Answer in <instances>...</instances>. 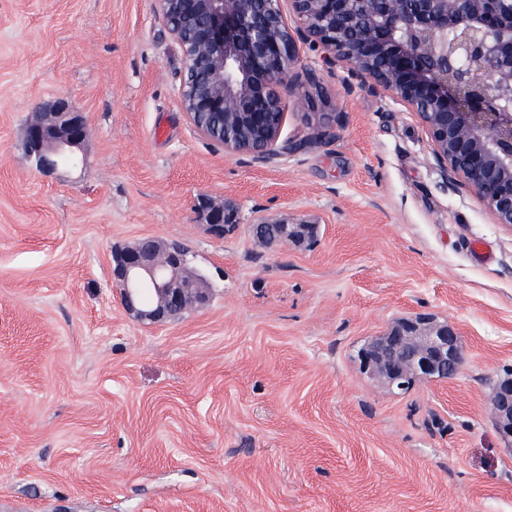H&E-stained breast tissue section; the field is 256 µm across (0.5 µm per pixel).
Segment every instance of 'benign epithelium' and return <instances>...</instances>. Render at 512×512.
Returning <instances> with one entry per match:
<instances>
[{
    "instance_id": "obj_1",
    "label": "benign epithelium",
    "mask_w": 512,
    "mask_h": 512,
    "mask_svg": "<svg viewBox=\"0 0 512 512\" xmlns=\"http://www.w3.org/2000/svg\"><path fill=\"white\" fill-rule=\"evenodd\" d=\"M185 58L181 103L191 123L232 153L259 160L292 149L281 140L284 99L310 101L315 73L302 49L346 70L352 87L380 90L414 113L448 186L473 194L496 224L512 226V0H157ZM84 113L59 101L29 125L26 150L50 170L73 158ZM238 223L230 203L208 205V228ZM309 226L280 222L259 240L306 239ZM112 282L143 321L173 319L209 303V284L187 251L155 238L112 253ZM363 369L391 391L458 372L461 339L429 314L403 318L366 345ZM499 437L512 445V376L497 379L490 404Z\"/></svg>"
}]
</instances>
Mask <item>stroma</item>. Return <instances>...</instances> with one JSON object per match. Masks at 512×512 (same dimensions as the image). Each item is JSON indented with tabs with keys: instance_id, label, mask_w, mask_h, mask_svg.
I'll return each mask as SVG.
<instances>
[{
	"instance_id": "stroma-1",
	"label": "stroma",
	"mask_w": 512,
	"mask_h": 512,
	"mask_svg": "<svg viewBox=\"0 0 512 512\" xmlns=\"http://www.w3.org/2000/svg\"><path fill=\"white\" fill-rule=\"evenodd\" d=\"M303 58L325 95L262 162L188 120L156 0H0V512H512V228L449 189L414 113ZM61 99L87 136L41 170L26 129ZM259 217L317 234L262 243ZM145 237L188 250L206 307L126 312L112 253ZM417 313L463 366L395 395L359 352ZM208 223L210 232L217 237H224V232L233 224H238V211L230 203L224 201V206L208 204ZM499 437L512 445V376L497 379L490 404Z\"/></svg>"
}]
</instances>
